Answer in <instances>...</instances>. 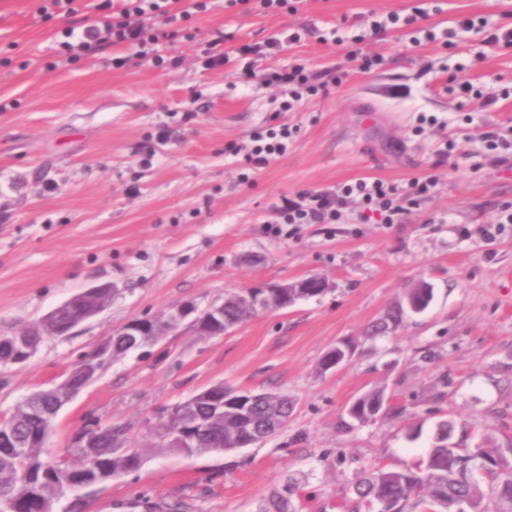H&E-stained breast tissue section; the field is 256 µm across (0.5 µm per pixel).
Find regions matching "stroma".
<instances>
[{
  "label": "stroma",
  "mask_w": 512,
  "mask_h": 512,
  "mask_svg": "<svg viewBox=\"0 0 512 512\" xmlns=\"http://www.w3.org/2000/svg\"><path fill=\"white\" fill-rule=\"evenodd\" d=\"M38 6L0 0V336L90 286L116 292L102 315L0 367V415L130 320L312 275L329 283L221 336L184 320L113 361L61 408L49 447L65 454L93 413L127 426L143 462L67 494L65 512H258L289 482L294 512H347L357 473L417 463L442 420L460 447L512 448V41L488 40L512 30V0H296L269 12L210 0L159 41V65L119 47L69 59L66 18ZM417 9L416 25L372 35ZM218 40L229 60L214 67ZM243 44L258 54H236ZM296 68L318 88L298 102L268 80ZM284 130L286 151L256 167L254 136ZM361 178L393 188V223L358 196L332 224H287L276 210ZM420 281L429 307L366 338ZM342 342L351 360L323 370ZM216 383L288 394L287 428L228 452L158 450L153 411ZM374 389L386 413L339 428Z\"/></svg>",
  "instance_id": "obj_1"
}]
</instances>
